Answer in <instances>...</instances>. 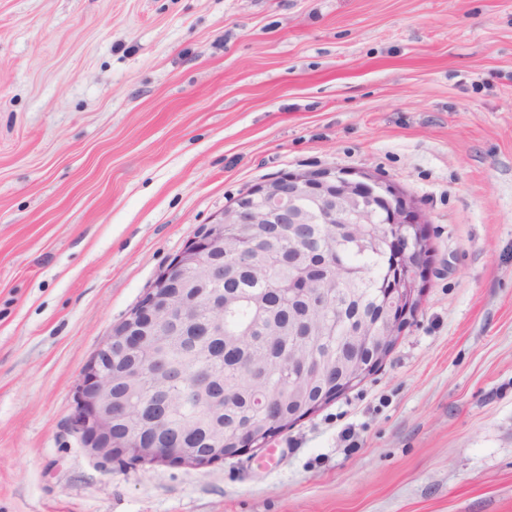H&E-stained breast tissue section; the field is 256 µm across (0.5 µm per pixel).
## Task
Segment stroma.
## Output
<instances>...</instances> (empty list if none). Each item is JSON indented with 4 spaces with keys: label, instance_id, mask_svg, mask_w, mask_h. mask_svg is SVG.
<instances>
[{
    "label": "stroma",
    "instance_id": "35a3bbf8",
    "mask_svg": "<svg viewBox=\"0 0 512 512\" xmlns=\"http://www.w3.org/2000/svg\"><path fill=\"white\" fill-rule=\"evenodd\" d=\"M333 168L428 225L382 366L208 466L84 448L80 372L157 274ZM0 512H512V0H0Z\"/></svg>",
    "mask_w": 512,
    "mask_h": 512
}]
</instances>
